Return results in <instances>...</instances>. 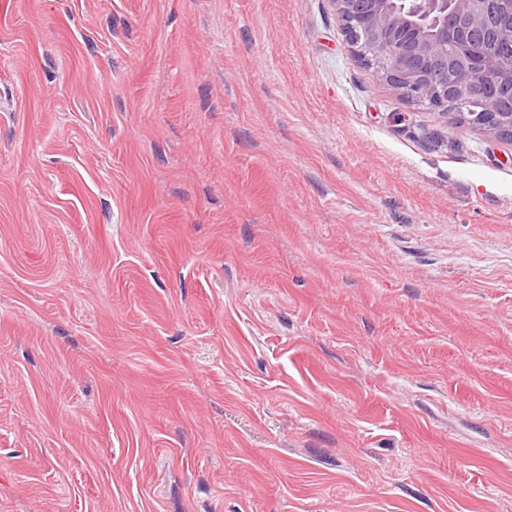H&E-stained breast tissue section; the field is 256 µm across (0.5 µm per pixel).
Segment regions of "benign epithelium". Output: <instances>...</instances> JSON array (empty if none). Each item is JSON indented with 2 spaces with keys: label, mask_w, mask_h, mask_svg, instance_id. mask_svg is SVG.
<instances>
[{
  "label": "benign epithelium",
  "mask_w": 512,
  "mask_h": 512,
  "mask_svg": "<svg viewBox=\"0 0 512 512\" xmlns=\"http://www.w3.org/2000/svg\"><path fill=\"white\" fill-rule=\"evenodd\" d=\"M357 56L385 81L497 138H512V112L494 94L512 95V0H332Z\"/></svg>",
  "instance_id": "obj_1"
}]
</instances>
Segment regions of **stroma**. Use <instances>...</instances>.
Wrapping results in <instances>:
<instances>
[{
  "instance_id": "stroma-1",
  "label": "stroma",
  "mask_w": 512,
  "mask_h": 512,
  "mask_svg": "<svg viewBox=\"0 0 512 512\" xmlns=\"http://www.w3.org/2000/svg\"><path fill=\"white\" fill-rule=\"evenodd\" d=\"M0 512H512V140L332 0H0Z\"/></svg>"
}]
</instances>
